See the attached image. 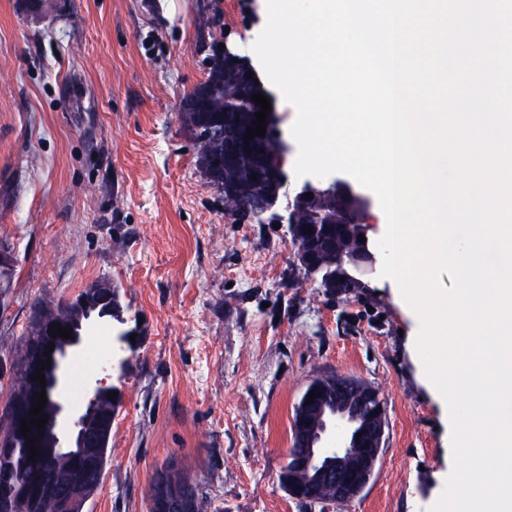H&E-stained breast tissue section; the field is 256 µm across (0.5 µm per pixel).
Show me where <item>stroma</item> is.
<instances>
[{
	"instance_id": "stroma-1",
	"label": "stroma",
	"mask_w": 512,
	"mask_h": 512,
	"mask_svg": "<svg viewBox=\"0 0 512 512\" xmlns=\"http://www.w3.org/2000/svg\"><path fill=\"white\" fill-rule=\"evenodd\" d=\"M266 0H0V362L38 303L73 300L108 277L135 332L123 368H69L117 388L104 478L83 512H149L172 467L203 512H337L303 503L278 475L294 408L325 374L354 377L385 403V451L348 512H429L443 485L447 432L405 349L413 323L380 266L348 294L293 257L286 225L236 224L201 172L183 125L212 43L262 69L252 45ZM353 189L369 248L384 229L376 196L344 173L289 176Z\"/></svg>"
}]
</instances>
